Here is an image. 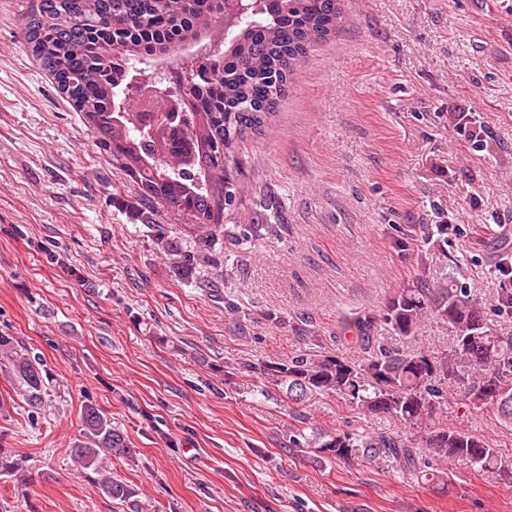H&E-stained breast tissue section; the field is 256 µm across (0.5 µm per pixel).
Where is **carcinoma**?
<instances>
[{"label":"carcinoma","instance_id":"obj_1","mask_svg":"<svg viewBox=\"0 0 512 512\" xmlns=\"http://www.w3.org/2000/svg\"><path fill=\"white\" fill-rule=\"evenodd\" d=\"M257 11L240 12L235 0H34L20 31L24 47L55 79L80 112L100 153L133 183L144 223L171 212L195 226L199 244L214 251L224 238H248L224 215L235 207L239 182L234 148L263 132L297 65L342 21L339 0H257ZM240 32L231 43L227 36ZM182 63L179 85L183 115L164 124V106L144 122L131 106V74L145 59ZM433 315L454 333L446 352L377 350L363 362L298 353L266 367L288 398L335 396L364 413L386 414L403 430L378 437L305 427L288 431V447L304 448L318 461L373 462L391 458L408 471L430 467L419 448L439 459L470 466L512 483V469L498 466L491 442L450 427L411 430L432 418L451 388L466 404L496 409L512 427V337L497 334L470 291L450 282L420 281L400 289L380 314L356 318L360 339L383 325L413 335ZM0 367L28 406H45L43 360L12 336L0 335ZM84 440L70 449L81 475L93 477L102 494L142 512L136 492L112 477V458H131L123 433L92 401L81 412ZM24 460L0 448V475L15 476Z\"/></svg>","mask_w":512,"mask_h":512}]
</instances>
